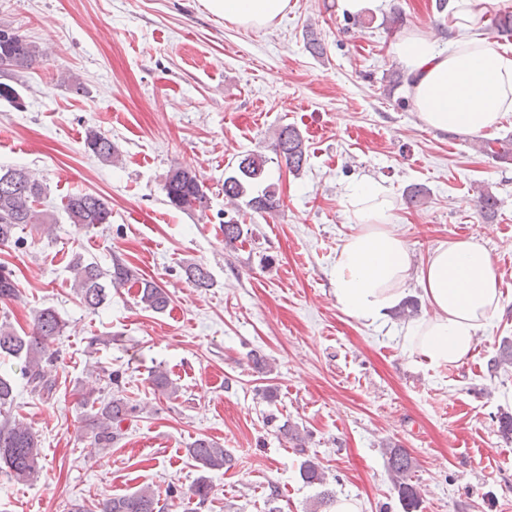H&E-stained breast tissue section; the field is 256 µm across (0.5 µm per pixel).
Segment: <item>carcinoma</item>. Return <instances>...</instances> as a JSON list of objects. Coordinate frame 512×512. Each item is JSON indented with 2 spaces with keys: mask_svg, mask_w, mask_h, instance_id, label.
<instances>
[{
  "mask_svg": "<svg viewBox=\"0 0 512 512\" xmlns=\"http://www.w3.org/2000/svg\"><path fill=\"white\" fill-rule=\"evenodd\" d=\"M15 30L11 24L0 20V56H11L17 69L9 77L20 76L32 68L43 56L33 42L12 39ZM85 147L100 162L117 164L120 161L118 147L105 133L90 129L86 133ZM479 149L493 154L503 162L512 161V142L502 140H484ZM272 152L284 159L289 172L298 175L306 163V146L299 130L286 125L280 129L271 144ZM269 158L262 151H252L238 161L234 174L224 178V197L236 205L242 199L246 206L256 213L270 214L280 207V198L275 184H269L261 193L253 194L254 188L264 182ZM8 174L17 176V182L0 184V244L18 241L17 232L32 225L55 222L54 214L39 207L47 186L35 173L24 169H0V179ZM163 191L167 203L179 211L195 210V201L207 195V188L196 172L187 167H175L167 175ZM477 206L487 219L495 216L499 199L491 189L482 186L478 189ZM62 207L71 223L83 228L110 223L112 210L101 196L89 192L68 195L62 200ZM244 234L243 225L229 220L224 222V248L236 249V243ZM73 285L81 302L89 309H97L108 297L107 287L137 286V300L144 308L162 313L170 306L169 293L157 283L141 280L135 272L120 259H113L112 266L102 271L98 265L87 263L76 255L70 264ZM185 274L196 288L212 286V276L202 263L192 262L185 267ZM16 295L15 280L9 271L0 270V302L12 299ZM65 323L58 313L43 308L33 315L34 335L22 336L8 323H0V357H11L22 362L21 375L30 391L42 395H51L55 387L48 376L46 366L58 360L59 351L52 348L56 337L62 335ZM512 365V344L505 342L497 350L490 363L492 372ZM109 379L116 387L110 399H98L93 393L84 396L85 403L99 404L89 417V426L93 435L92 445L106 448L120 435L121 424L136 417L140 406L121 394L122 375L114 371ZM151 388L162 395L175 392L172 380L166 370L156 366L149 377ZM15 401L14 381L0 375V410L12 407ZM277 431L287 438L295 448H305L307 436L298 426L284 421ZM191 457L205 471L221 470L232 465L231 455L218 442L209 438H200L190 448ZM388 469L391 473L393 488L403 512H417L420 496L410 482L411 460L408 454L396 445H386ZM41 447L31 428L21 420L0 422V471L17 483L35 480L40 470ZM301 479L311 485H326L325 472L311 460L303 462L300 469ZM97 512H163L159 497L150 487L140 488L122 496L106 497L98 501Z\"/></svg>",
  "mask_w": 512,
  "mask_h": 512,
  "instance_id": "obj_1",
  "label": "carcinoma"
}]
</instances>
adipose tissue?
Here are the masks:
<instances>
[{"label":"adipose tissue","instance_id":"adipose-tissue-1","mask_svg":"<svg viewBox=\"0 0 512 512\" xmlns=\"http://www.w3.org/2000/svg\"><path fill=\"white\" fill-rule=\"evenodd\" d=\"M500 0H450L447 48L425 31L399 36L394 57L409 79V95L422 125L457 135L497 127L512 112V46L494 48L481 29ZM289 0H206L233 24L263 28L285 12ZM355 229L336 251L333 295L343 312L368 325L384 323L417 282L431 315L407 323L402 346L411 359L436 370L459 365L475 348L478 332L501 309L498 275L480 238L435 247L426 263L412 255L392 222L393 203L370 178L349 188Z\"/></svg>","mask_w":512,"mask_h":512}]
</instances>
